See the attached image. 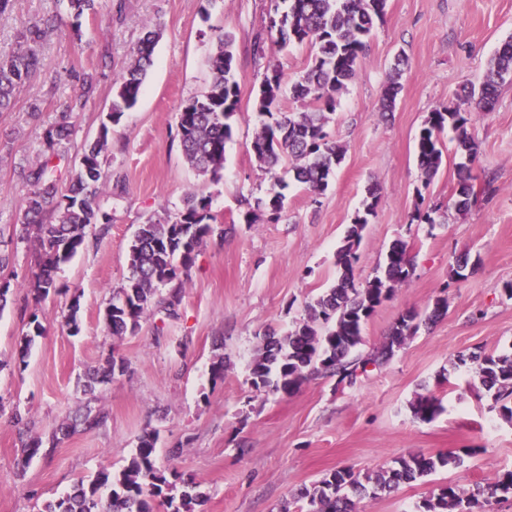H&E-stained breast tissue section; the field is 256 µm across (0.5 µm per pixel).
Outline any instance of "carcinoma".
Returning a JSON list of instances; mask_svg holds the SVG:
<instances>
[{
  "label": "carcinoma",
  "instance_id": "1",
  "mask_svg": "<svg viewBox=\"0 0 512 512\" xmlns=\"http://www.w3.org/2000/svg\"><path fill=\"white\" fill-rule=\"evenodd\" d=\"M102 0H67L68 13L75 20L99 13ZM284 11L270 19V32L275 42L286 46L308 44L314 54L302 76L290 80L277 67L265 76L254 108L263 117L262 127L252 142L253 154L270 179L265 207L277 217L284 209L283 190L287 183L279 175L288 159L299 164L292 168L293 179L314 195L325 192L336 168L344 158L343 146L331 140L326 126L336 108L339 94L351 83L363 62L366 40L375 21L383 18L386 0H283ZM49 20L36 21L17 34L20 50L0 57V112L10 109L17 91L40 65L42 28ZM157 31H149L132 49L130 61L116 81L111 110L101 123L98 135L81 148V160L70 173L68 185L62 187L54 172V145L72 135L69 113L83 108L84 98L93 87V77H83L82 92L67 106L59 121L46 135L51 152L44 155L24 173L30 186L20 223L0 227V244L5 246L28 240L36 230L41 248L40 271L29 282L36 299L41 300L56 290L55 272L85 246L86 229L95 224H109L99 200L102 179V153L106 149L110 125L119 123L124 112L134 107L145 79L153 65V49ZM218 52L211 60V82L207 92L184 102L177 113V124L184 155L202 176L216 180L224 168V148L232 136L230 119L239 110V83L235 76L233 40L230 35H217ZM512 80V36L504 40L491 58L485 79L460 97L454 106L436 108L425 118L416 136L419 168L429 186L442 164L441 135L446 128L455 133L457 150L466 157L477 154L478 145L468 131L473 113L467 104L483 110L495 103L498 88ZM296 102L314 107L301 112H284L279 108L283 90ZM475 196L473 176L466 167L458 173L457 186L450 201L455 210H467ZM379 189H368L364 211L354 217L336 251V284L305 305L306 317L289 331L279 335L269 331L249 364L251 388L258 394L292 395L315 374L339 377L356 383L367 366H382L417 333L421 323H431L445 312L441 299L435 301L428 314L410 310L393 325L390 335L374 353L363 357L356 353L362 341L365 322L394 286L405 282L412 271L407 246L396 241L388 248L383 266L375 276L358 287L354 266L357 249L379 203ZM217 218L211 212L209 197L189 194L184 210L176 220L163 223L148 221L137 226L128 249L130 275L123 287L113 294L105 308L107 334L122 338L136 334L141 321L153 306L168 315L176 313L182 301L180 281L192 267L198 249L217 230ZM33 329L17 343L16 360L25 364L34 337L44 332L38 316H33ZM476 376L491 394L502 419L512 423V354H487L476 358ZM126 364L114 356L89 374L84 391L112 380L125 371ZM413 416L421 422L435 420L443 411L441 401L432 394H419L410 403ZM158 434L146 431L138 437L135 450L121 470L102 469L89 481L79 480L70 492L48 502L43 512H155L157 506L166 512H199L205 503L204 493L194 482H183L182 488L170 482L156 464ZM462 458L453 453L412 454L394 461L360 480L351 470L337 469L298 498L300 512H356L355 500L366 496L388 494L400 485L414 482L440 468L458 466ZM512 494V471L497 476L485 486L462 491L452 484L442 485L438 492L423 499L414 512H492L498 494Z\"/></svg>",
  "mask_w": 512,
  "mask_h": 512
}]
</instances>
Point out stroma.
<instances>
[{
    "label": "stroma",
    "instance_id": "1",
    "mask_svg": "<svg viewBox=\"0 0 512 512\" xmlns=\"http://www.w3.org/2000/svg\"><path fill=\"white\" fill-rule=\"evenodd\" d=\"M64 12L62 0H14L0 18V57L17 52V34L26 26L62 18L42 37L40 68L0 112V225L17 223L28 193L22 172L45 153V132L79 93V75H92L93 88L83 110L70 116V141L57 147L63 181L83 143L96 137L132 48L149 26L160 25L162 36L137 104L108 137L107 179L100 186L108 232L88 228L84 249L61 265L58 290L44 300L27 288L39 271L36 241L10 247V264L0 270V280L11 283L0 312V512H42L78 479L120 469L138 437L151 430L160 436L159 467L193 479L207 497L204 512H280L330 471L363 476L419 452H453L462 462L363 498L357 512H414L441 485L466 490L512 470V423L479 384L472 360L512 353V298L504 291L512 282V82L491 110L473 116L474 162L457 152L450 130L432 182H425L415 157L428 113L479 84L512 36V0H387L328 125L345 149L335 177L316 196L284 173L285 206L276 220L263 206L270 181L251 150L262 124L254 97L271 68L292 80L303 75L312 52L305 44L283 49L270 38L271 0H106L77 34ZM221 32L233 38L240 108L224 168L213 180L187 162L177 113L206 90ZM400 57L408 65L387 115L382 97ZM464 162L477 196L460 213L448 198ZM371 186L380 200L357 250V281L375 275L397 240L407 243L414 268L367 322L358 353L382 345L408 310L431 311L443 298L446 313L355 384L319 374L288 396L256 394L248 365L264 330L291 328L304 317L306 302L334 285L336 250ZM192 191L210 197L223 236L200 247L174 316L155 308L136 335H106L103 311L129 274L137 225L174 218ZM419 210L431 214L432 224L415 220ZM462 255L468 265L457 277ZM74 301L81 324L75 336L66 325ZM34 316L45 331L25 366H15L16 344ZM111 355L124 359V373L84 394V373ZM218 355L226 367L215 384L210 365ZM428 392L443 411L423 423L409 404ZM86 406L101 414L99 427L78 429L57 447L22 459L23 432L50 435ZM16 409L23 423H15Z\"/></svg>",
    "mask_w": 512,
    "mask_h": 512
}]
</instances>
